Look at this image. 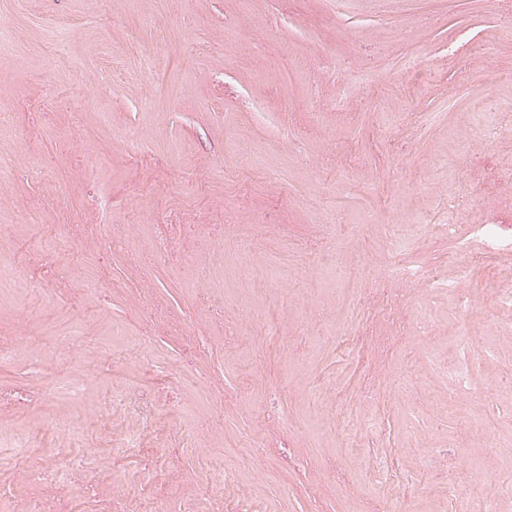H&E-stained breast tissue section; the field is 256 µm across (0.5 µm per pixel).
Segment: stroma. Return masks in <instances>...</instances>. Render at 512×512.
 Here are the masks:
<instances>
[{
    "label": "stroma",
    "instance_id": "obj_1",
    "mask_svg": "<svg viewBox=\"0 0 512 512\" xmlns=\"http://www.w3.org/2000/svg\"><path fill=\"white\" fill-rule=\"evenodd\" d=\"M1 19L0 336L39 349L0 363V386L36 397L0 427L68 416L85 461L71 496L117 469L138 497L152 468L169 512H435L450 484L475 512L512 480L493 450L512 439V320L494 299L512 252L405 243L426 270L476 259L472 390L446 411L467 317L438 296L421 335L422 286L389 282L361 225L446 204L454 223L512 227V0H0ZM416 54L436 68L404 76ZM404 366L370 434L358 397ZM111 396L113 425L135 417L144 442L106 461L89 423Z\"/></svg>",
    "mask_w": 512,
    "mask_h": 512
}]
</instances>
